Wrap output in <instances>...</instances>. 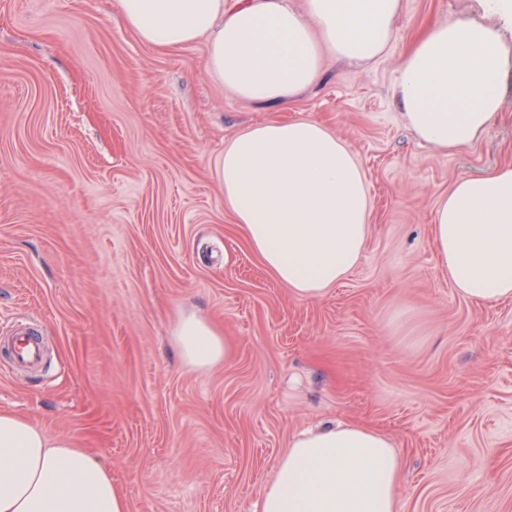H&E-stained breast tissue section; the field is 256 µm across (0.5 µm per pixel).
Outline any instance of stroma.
<instances>
[{
  "instance_id": "stroma-1",
  "label": "stroma",
  "mask_w": 512,
  "mask_h": 512,
  "mask_svg": "<svg viewBox=\"0 0 512 512\" xmlns=\"http://www.w3.org/2000/svg\"><path fill=\"white\" fill-rule=\"evenodd\" d=\"M415 33L481 16L480 0H403ZM400 48L326 58L266 109L205 66L204 43H142L116 0H0V333L39 322L46 363L0 351V409L76 439L130 512H259L291 438L357 423L392 440L404 512H512V300L461 297L432 211L457 181L512 163V72L474 144L442 155L400 120ZM316 118L371 188L362 256L315 299L248 246L216 162L250 125ZM229 354L186 367L179 312Z\"/></svg>"
}]
</instances>
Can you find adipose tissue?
Masks as SVG:
<instances>
[{
  "label": "adipose tissue",
  "mask_w": 512,
  "mask_h": 512,
  "mask_svg": "<svg viewBox=\"0 0 512 512\" xmlns=\"http://www.w3.org/2000/svg\"><path fill=\"white\" fill-rule=\"evenodd\" d=\"M144 44L206 43L210 76L237 97L274 107L319 78L325 55L360 64L403 37L402 0H117ZM480 18L432 22L395 69L392 96L415 136L436 152L470 146L503 105L500 21L512 0H483ZM216 173L250 248L291 293L322 296L358 264L371 223L366 176L348 144L312 118L251 126L225 146ZM433 243L464 298L512 299V164L457 181L437 202ZM173 342L190 368L226 356L220 333L180 313ZM399 457L360 424L293 437L262 492V512H403ZM0 512H128L102 462L72 438H52L0 411Z\"/></svg>",
  "instance_id": "ef3b65f1"
}]
</instances>
